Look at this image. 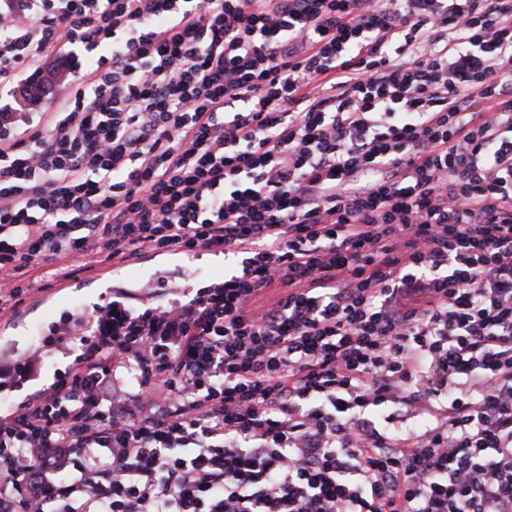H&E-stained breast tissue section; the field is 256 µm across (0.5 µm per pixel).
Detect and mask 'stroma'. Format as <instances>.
<instances>
[{
	"label": "stroma",
	"instance_id": "1",
	"mask_svg": "<svg viewBox=\"0 0 512 512\" xmlns=\"http://www.w3.org/2000/svg\"><path fill=\"white\" fill-rule=\"evenodd\" d=\"M228 270V260L224 257L212 259L205 255L189 265L181 255L172 254L162 261L149 257L117 268L108 278L98 279L88 272L78 277L79 292L58 293L48 286L42 291L43 301L25 302L11 318L14 330L1 338L0 344L6 345L12 354H22L65 318L78 317L93 306L110 301L113 291L118 287L135 290L162 277L167 279L170 286L196 289L222 282ZM79 353V348L70 342L58 343L53 347L36 380L29 382L20 391L0 393V409L28 399L42 387L52 384L69 370Z\"/></svg>",
	"mask_w": 512,
	"mask_h": 512
}]
</instances>
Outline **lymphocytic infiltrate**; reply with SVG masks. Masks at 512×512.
I'll use <instances>...</instances> for the list:
<instances>
[{"label": "lymphocytic infiltrate", "mask_w": 512, "mask_h": 512, "mask_svg": "<svg viewBox=\"0 0 512 512\" xmlns=\"http://www.w3.org/2000/svg\"><path fill=\"white\" fill-rule=\"evenodd\" d=\"M7 88L0 316L241 262L77 321L0 512H512V0H0ZM219 254H204L199 259L192 261L193 266L188 267L189 263L179 254H171L164 261L158 258H145L139 263L120 266V268H109L112 270V278H95L93 276L96 268L92 272L80 274L76 279L79 281V287L74 288L81 291L72 293L66 291L63 293L53 294L58 288V283L53 282L49 286H45L41 292L28 298L20 310L13 316H5L16 325L14 330L5 335L1 339L0 349L2 345H6L8 350L15 355H20L27 351L29 347L43 339L45 333H49L50 329L60 324L67 317L77 318L81 313L92 309L96 304L112 301V291L117 287L130 289V291L138 292V287L153 283L159 277H165L169 286L184 288L191 285L189 289L208 286L213 283L224 281V273H231L241 260L240 256L229 255L224 258L211 259L210 256H219ZM236 261V267L231 269L228 260ZM196 269L197 276H187L188 269ZM50 296L47 302L41 303L44 297ZM37 297V301L33 304V300Z\"/></svg>", "instance_id": "f902f5d3"}]
</instances>
